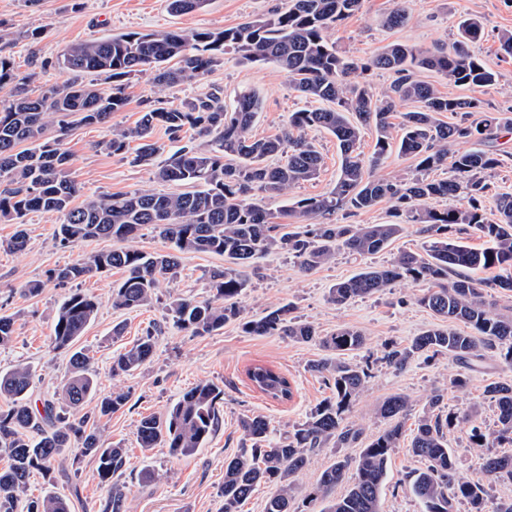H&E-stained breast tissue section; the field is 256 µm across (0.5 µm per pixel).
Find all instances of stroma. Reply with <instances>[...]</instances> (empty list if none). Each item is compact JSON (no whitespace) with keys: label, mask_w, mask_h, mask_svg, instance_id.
Returning a JSON list of instances; mask_svg holds the SVG:
<instances>
[{"label":"stroma","mask_w":512,"mask_h":512,"mask_svg":"<svg viewBox=\"0 0 512 512\" xmlns=\"http://www.w3.org/2000/svg\"><path fill=\"white\" fill-rule=\"evenodd\" d=\"M409 19L393 29L382 27V17L392 8V0H363L361 9L331 32L337 47L358 61H369L384 47L401 43L422 49L450 48L457 24L466 18L481 21L480 40L472 47L485 65L499 75L493 86L474 91L448 84L433 70H421L420 80L437 86L451 96L475 95L487 111L512 113V57L500 49L503 33L512 32V0H405ZM283 0H207L206 5L188 14L170 13L167 0H0V54L9 56L20 74L31 75L30 85L45 89L66 78L56 64L70 44L93 41L122 32L150 33L176 30L189 35L195 31L221 30L281 7ZM38 40H31V31ZM255 90L262 99L253 133L259 137L278 134L287 124L290 112L304 108L287 74L269 63L250 62L234 54L225 55L221 65L198 81L157 92L150 78L139 75L126 86L127 104L114 113L106 125L78 126L63 137L70 156V176L78 182L82 196H101L165 186L154 183L152 168L133 163L132 153L115 155L102 146L116 127L135 126L142 112L157 100L178 105L214 90L226 104L237 95ZM324 162L317 179L293 188L283 197L264 199L273 216H280L288 202L319 196L333 189L340 173V154L333 137L326 132L308 133ZM504 155L499 166L487 171L490 190L483 200L488 217L496 215V197L512 192V131L497 144ZM58 215L32 212L24 218L27 247L21 252L4 249L17 227L0 219V315L15 320L13 341L0 346V371L22 364L31 367L34 383L31 406L57 399L67 375L68 355L51 345L57 310L71 293L79 291L99 303L95 320L80 340L95 370L97 391L106 395L121 390L129 395L127 405L99 423L105 446L125 449L127 467L119 482L123 486V512H221L224 461L239 448L238 422L246 415H261L270 423L271 440H278L293 426L304 421L331 390L322 377L310 371L312 362L324 358L325 349L316 342L299 343L282 336H251L234 323L201 336L177 326L168 312L169 298L180 295L198 301L211 298L209 273L223 267V256L213 253L184 254L178 274L146 306L135 310L112 308V284L121 277L112 270L73 284L51 279V270L87 259L113 247L112 240L92 239L61 244ZM423 235L416 225H406L403 233L387 249L374 255L338 253L335 260L309 271L300 270L295 259L282 252H271L246 268L249 286L241 297L246 317L255 318L266 308L290 305L292 315L311 323L321 334L341 326L361 331L365 346L348 356L349 361L367 367V388L353 403L347 419L372 436L384 431L387 423L378 413L389 396L407 397L411 410L403 424V436L390 456L383 485L381 512H424L423 505L409 491V474L419 460L409 448L415 421L428 395L436 389L445 394V410L475 409L474 421L493 428L496 411L485 390L494 381L512 382V369L486 359L473 370L452 358H418L406 368L388 367L382 359L385 350L406 345L436 324V317L419 302L425 282L402 281L384 292L354 299L345 305L329 302L328 291L369 267L388 264L401 251L420 250ZM41 282L38 295L21 296L27 282ZM122 326L121 336H113L114 326ZM155 336L152 357L136 371L119 376L112 373L113 354L130 348L146 333ZM263 364L286 374L293 384L291 400L278 402L255 389L247 378L250 367ZM468 372L465 390L450 385L458 373ZM215 384L224 392L220 423L216 431L192 455L176 458L167 449L143 450L136 437L140 420L160 415L197 383ZM354 448H327L313 453L310 463L294 481L297 512H321L322 502L309 501L322 471L336 458L356 457ZM55 491L66 496L71 512H103L111 497L110 484L101 482L94 458L79 448L65 449L50 470H32L26 500L41 498Z\"/></svg>","instance_id":"stroma-1"}]
</instances>
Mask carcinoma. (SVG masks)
I'll list each match as a JSON object with an SVG mask.
<instances>
[{"mask_svg":"<svg viewBox=\"0 0 512 512\" xmlns=\"http://www.w3.org/2000/svg\"><path fill=\"white\" fill-rule=\"evenodd\" d=\"M362 0H287L269 15L220 32H129L108 38L71 44L57 58L70 78L34 95L27 89L31 76H20L10 59L0 56V89L12 86L0 98V217L23 223L30 212H51L62 218L60 242L112 239L126 246L100 251L86 261L54 269L51 277L74 283L112 269L122 278L112 288V309L132 310L150 303L165 281L174 278L182 255L209 252L224 257V268L211 271L213 297L196 301L172 297L169 310L175 322L194 335L210 334L237 322L250 335L286 336L296 342H319L331 356L310 365L331 385L332 396L294 426L282 439L270 440L269 422L260 415L239 420L241 447L224 462L222 512H240L241 505L262 485L273 492L264 512H294L295 477L321 448H357L358 456L336 458L321 473L312 492L326 503L322 512H380V495L387 462L402 434L408 401L392 395L379 407L389 426L380 434L364 436L362 428L346 422V412L366 388L368 370L343 355L362 348L364 335L342 326L322 336L310 323L291 316L285 304L248 319L240 297L248 288L244 268L261 255L284 252L307 271L336 258L342 250L373 255L386 249L405 224H418L426 241L420 251H401L386 266L371 268L336 283L328 301L344 305L357 297L383 292L403 280L426 281L432 287L419 297L438 323L413 337L405 346H393L383 356L386 365L401 370L414 359L432 360L447 355L468 367L473 360L495 357L512 367V315L499 312L495 298L468 270L499 269L508 274L497 286L512 291V194L497 199L496 218L486 216L482 200L489 190L484 172L500 163L496 143L502 130L512 127V117L486 112L477 97H452L421 81L416 71L434 70L455 86L484 88L498 75L473 54L470 44L480 39L482 27L475 20L459 26L460 39L450 49L423 50L391 44L376 54L371 65L350 61L330 39L338 23L359 11ZM408 14L402 3L382 18V25H404ZM234 52L252 62L275 64L288 74L294 88L309 102L327 106L302 108L288 116L281 134L257 138L252 129L262 100L254 90L241 92L227 106L216 92L181 105L149 109L132 128H113L103 146L113 154L124 153L132 140L140 141L134 162L150 165L159 147L150 141L154 127H165L170 141L178 144L154 172L160 183L182 191L158 193L143 189L133 193L88 197L74 204L80 187L69 177L71 157L61 139L48 135L50 128L63 134L72 126L104 125L126 104V81L148 75L159 89L191 83L224 62ZM394 75L380 96L360 80L369 67ZM104 74L112 80L107 89L83 80L84 75ZM412 102L418 109L399 107ZM444 112L461 114L457 123L440 119ZM399 117V122L392 119ZM374 126L376 142L370 159L358 152L362 131ZM211 137L212 147L202 149L183 142L185 128ZM321 129L335 138L342 156L335 187L318 197L302 198L286 206L283 215L305 220L340 210H369L383 200L394 203L399 224H317L312 229L283 231L259 198L283 196L288 190L318 177L323 157L307 132ZM470 144L461 150L458 145ZM415 162V175L404 180L378 173L392 150ZM448 169V177L433 179L429 172ZM463 197L461 207L439 209L433 202ZM144 225H151L169 243L168 250L146 254L127 242ZM478 231L485 247L471 248L449 236L455 226ZM99 303L72 293L60 305L53 328L55 349L70 353L68 378L60 401H45L42 410L29 405L32 371L17 365L0 371V451L10 464L0 470V512H16L25 493L30 471L50 469L63 450L76 442L82 455L96 460L100 478H119L126 464L125 450L104 447L96 422L121 410L128 394L114 391L96 397L91 358L75 348L95 319ZM469 328L458 332L450 323ZM154 351L152 335L112 358V375L140 368ZM249 381L274 400L292 398L288 377L271 367L256 365L247 371ZM223 391L201 382L183 393L162 417L140 421L137 440L149 450L162 447L176 457L192 455L216 430ZM486 396L497 409L492 430L471 426V448L512 445V384L494 381ZM91 411H84L92 399ZM444 394L435 390L418 418L411 439L412 454L423 467L410 474L412 494L426 512H455L464 502L468 512H512V499L489 506L487 483H512V455L487 453L479 470L470 475L457 471L448 434L469 420V414L445 411ZM347 484L341 495L336 487ZM26 512H71L69 500L48 493L27 504Z\"/></svg>","mask_w":512,"mask_h":512,"instance_id":"cac0c4a2","label":"carcinoma"}]
</instances>
